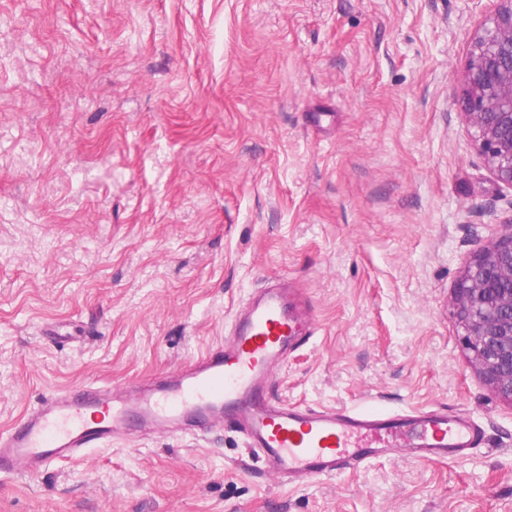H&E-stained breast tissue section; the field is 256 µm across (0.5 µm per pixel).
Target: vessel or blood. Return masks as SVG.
Returning a JSON list of instances; mask_svg holds the SVG:
<instances>
[{"label":"vessel or blood","instance_id":"b4317fda","mask_svg":"<svg viewBox=\"0 0 512 512\" xmlns=\"http://www.w3.org/2000/svg\"><path fill=\"white\" fill-rule=\"evenodd\" d=\"M318 330L302 298L281 285L263 288L235 314L224 346L195 357L161 384L74 387L45 397L0 433V475L40 474L79 461L117 432L171 426L206 435L236 426L264 470L283 485L370 463L404 448L427 462L459 461L484 441L468 416L440 408L383 413L311 408L274 397L275 369Z\"/></svg>","mask_w":512,"mask_h":512}]
</instances>
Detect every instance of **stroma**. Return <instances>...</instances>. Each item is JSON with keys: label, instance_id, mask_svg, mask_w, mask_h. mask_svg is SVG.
<instances>
[{"label": "stroma", "instance_id": "35a3bbf8", "mask_svg": "<svg viewBox=\"0 0 512 512\" xmlns=\"http://www.w3.org/2000/svg\"><path fill=\"white\" fill-rule=\"evenodd\" d=\"M498 5L0 0V431L180 369L275 281L320 325L275 397L484 429L459 462L401 451L298 488L229 427L119 435L0 477V512H512V404L450 313L512 225L460 85Z\"/></svg>", "mask_w": 512, "mask_h": 512}]
</instances>
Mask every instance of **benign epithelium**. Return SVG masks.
Wrapping results in <instances>:
<instances>
[{"label":"benign epithelium","instance_id":"7a95c632","mask_svg":"<svg viewBox=\"0 0 512 512\" xmlns=\"http://www.w3.org/2000/svg\"><path fill=\"white\" fill-rule=\"evenodd\" d=\"M500 2L473 39L463 103L491 173L512 187V0ZM453 315L477 368L512 402V225L465 265Z\"/></svg>","mask_w":512,"mask_h":512}]
</instances>
